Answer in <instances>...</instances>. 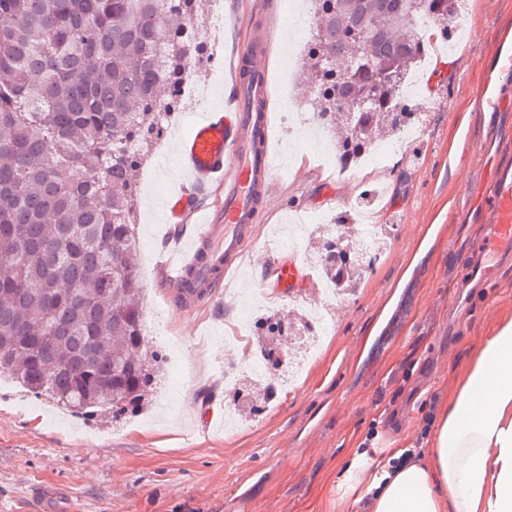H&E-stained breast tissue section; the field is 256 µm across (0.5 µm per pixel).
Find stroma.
Listing matches in <instances>:
<instances>
[{
    "mask_svg": "<svg viewBox=\"0 0 512 512\" xmlns=\"http://www.w3.org/2000/svg\"><path fill=\"white\" fill-rule=\"evenodd\" d=\"M254 0H211L203 36L208 60L195 75L212 86L211 108L229 106L231 69L264 13ZM278 21L267 60L271 111L285 104V73L302 115L277 196L229 292L204 310L179 311L164 293L162 264L176 243L164 204L181 160L156 141L140 167L136 221L145 286L143 333L163 355L156 404L142 417L87 422L47 395L0 378V512H363L365 475L354 457L387 461L407 448L441 401L457 392L485 336L512 320V262L464 288L485 235L483 184L512 169V0H461L465 23L411 76L404 95L421 117L407 142H386L341 172L334 147L311 118L313 95L299 78L310 33L309 0H265ZM376 216L386 242L359 290L318 295L306 241L282 240L287 224ZM301 269L297 296L272 286L264 256ZM324 311L318 335L300 345L265 411L226 426L232 395L224 373L240 356L231 332L253 335L260 316Z\"/></svg>",
    "mask_w": 512,
    "mask_h": 512,
    "instance_id": "stroma-1",
    "label": "stroma"
}]
</instances>
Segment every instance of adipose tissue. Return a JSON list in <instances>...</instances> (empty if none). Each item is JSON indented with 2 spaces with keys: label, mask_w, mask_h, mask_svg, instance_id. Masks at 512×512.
I'll use <instances>...</instances> for the list:
<instances>
[{
  "label": "adipose tissue",
  "mask_w": 512,
  "mask_h": 512,
  "mask_svg": "<svg viewBox=\"0 0 512 512\" xmlns=\"http://www.w3.org/2000/svg\"><path fill=\"white\" fill-rule=\"evenodd\" d=\"M370 512H512V321L437 412L430 460L368 469Z\"/></svg>",
  "instance_id": "adipose-tissue-1"
}]
</instances>
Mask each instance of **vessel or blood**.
I'll list each match as a JSON object with an SVG mask.
<instances>
[{"mask_svg": "<svg viewBox=\"0 0 512 512\" xmlns=\"http://www.w3.org/2000/svg\"><path fill=\"white\" fill-rule=\"evenodd\" d=\"M238 64L251 78H236L237 96L231 109L202 113L178 153L196 191L213 188L218 197L205 223L179 243L166 286L179 307L222 299L231 268L253 246V226L271 200L274 184L273 151L268 112L267 53L242 50ZM168 221L193 224L198 209L184 189H176L167 204ZM488 224L478 250L498 260L512 259V172L492 178L484 195ZM275 283L281 290L297 288L302 273L293 261L270 258Z\"/></svg>", "mask_w": 512, "mask_h": 512, "instance_id": "b4317fda", "label": "vessel or blood"}]
</instances>
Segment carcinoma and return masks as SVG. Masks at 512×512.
Returning <instances> with one entry per match:
<instances>
[{
    "mask_svg": "<svg viewBox=\"0 0 512 512\" xmlns=\"http://www.w3.org/2000/svg\"><path fill=\"white\" fill-rule=\"evenodd\" d=\"M306 78L337 164L354 167L418 120L403 88L424 35L412 16L454 18L459 0H311ZM203 0H0V376L67 411L144 409L160 363L144 344L133 172L206 46ZM355 103L350 112L344 106ZM360 225L310 235L319 282L358 288ZM309 318H261L244 351L264 375L238 380L239 415L273 399Z\"/></svg>",
    "mask_w": 512,
    "mask_h": 512,
    "instance_id": "obj_1",
    "label": "carcinoma"
}]
</instances>
